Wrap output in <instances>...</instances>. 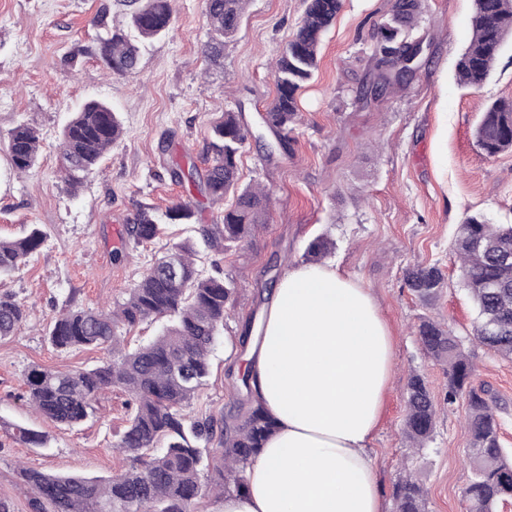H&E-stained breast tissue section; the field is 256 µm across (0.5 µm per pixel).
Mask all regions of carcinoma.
<instances>
[{
    "label": "carcinoma",
    "mask_w": 512,
    "mask_h": 512,
    "mask_svg": "<svg viewBox=\"0 0 512 512\" xmlns=\"http://www.w3.org/2000/svg\"><path fill=\"white\" fill-rule=\"evenodd\" d=\"M128 11L126 24L114 26L98 38L96 53L112 75L126 76L139 66L147 44L165 36L171 26L170 0H118ZM248 0H204L205 15L214 36L202 53L209 66L224 68V40L234 37ZM296 31L273 66L276 95L261 116L262 127L278 142L299 120L297 95L317 69L322 37L336 19L342 0H303ZM422 14V0H394L389 18L377 29L373 50L374 85L363 94L373 98L410 79L411 59L420 46L405 41V30ZM472 37L459 55V85L479 90L490 78L494 64L512 41V0H474ZM123 134L112 108L99 101L86 102L62 131L59 144L64 182L75 192L92 173L113 142ZM251 135L240 112L228 111L212 126V158L203 177L207 194L221 201L228 194L234 203L224 209V223L202 233V244L186 239L173 243L146 268L128 297L108 309H66L49 327V341L67 351L125 341V333L154 319L169 324L152 341L124 352L116 362L87 370L58 371L33 367L25 375L29 400L46 419L73 426L95 411L99 395L110 387L126 390L133 411L117 447L128 459L121 473L109 479L52 475L21 466L20 484L31 490L32 512H195L209 493L201 480L202 446L213 442L221 456L213 470L219 494L245 486L247 468L276 429V423L252 393L239 401L233 429L211 415L189 417L184 408L209 376V357L224 325L234 282L204 275L198 268L201 250L231 251L251 243L267 222L271 198L258 184H239L238 161ZM482 153L496 157L512 149V99H497L483 111L475 129ZM40 139L25 125L9 134L7 151L13 168L33 172ZM194 212L176 204L166 219L190 224ZM137 242H151L160 234L158 218L139 208L133 218ZM44 234L34 229L22 240H0V276H8L34 255ZM333 242L317 237L306 260L320 262ZM454 250L461 262L460 276L478 312L475 339L503 356L512 355V224H490L473 214L458 225ZM176 275L169 274L170 268ZM408 287L421 300L435 298L443 275L435 266L407 270ZM25 318L22 305L8 295L0 297V338L15 334ZM418 336L427 355L448 366L446 401L467 404L465 448L472 470L465 490L468 512H497L512 500V457L502 448L496 401L472 384V367L463 341L439 323L424 319ZM436 405L425 378L410 377L407 386L404 434L417 448L431 438ZM395 512H426V494L410 477L395 485Z\"/></svg>",
    "instance_id": "cac0c4a2"
}]
</instances>
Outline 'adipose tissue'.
Segmentation results:
<instances>
[{
    "label": "adipose tissue",
    "mask_w": 512,
    "mask_h": 512,
    "mask_svg": "<svg viewBox=\"0 0 512 512\" xmlns=\"http://www.w3.org/2000/svg\"><path fill=\"white\" fill-rule=\"evenodd\" d=\"M393 342L357 283L323 265L275 284L244 353L276 431L243 491L214 512H385L368 441L392 375Z\"/></svg>",
    "instance_id": "ef3b65f1"
}]
</instances>
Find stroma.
Masks as SVG:
<instances>
[{
    "instance_id": "stroma-1",
    "label": "stroma",
    "mask_w": 512,
    "mask_h": 512,
    "mask_svg": "<svg viewBox=\"0 0 512 512\" xmlns=\"http://www.w3.org/2000/svg\"><path fill=\"white\" fill-rule=\"evenodd\" d=\"M392 3L344 0L323 38L315 77L300 93L301 118L285 147L270 156L251 138L241 151V181L261 183L271 194L269 222L240 250L201 254L204 274L222 273L237 293L190 413L236 414L242 330L256 327L272 284L287 269L305 266L311 242L328 235L336 248L326 265L372 294L393 336L394 373L370 442L385 508L392 512L396 483L412 475L427 492L429 512H466V402L446 403L448 376L425 355L416 328L427 318L462 339L475 383L496 398L501 445L512 453V358L474 341L476 312L453 252L469 215L512 224V152L486 158L474 139L486 106L512 98V47L482 89L462 88L455 63L472 37L473 0H425L411 33L429 45L420 69L407 86L361 108L357 95L370 71L374 33ZM104 7L108 24L124 23L126 9L115 0H0V239L23 237L33 227L46 235L33 258L0 279V295L15 297L27 311L15 335L0 339V498H9L14 512H31L16 476L19 463L105 478L125 467L115 443L131 413L126 391L105 390L95 415L68 427L35 413L25 375L35 366L85 370L112 362L108 347L57 351L47 336L52 317L70 306L96 309L123 300L167 244L222 223L223 203L193 183L212 156L211 127L240 104L256 127L275 96L272 60L303 12L302 0H249L219 70L208 68L201 53L211 35L203 0H174L170 32L146 47L134 74L117 77L96 57L102 29L92 20ZM90 99L111 104L124 133L72 193L59 142L73 112ZM21 124L41 140L28 175L12 169L6 151L9 132ZM177 166L188 174L179 183L169 175ZM178 203L193 209L192 223L164 225L154 242L137 243L131 220L138 208L161 216ZM416 265L437 266L445 275L431 304L406 284L407 269ZM415 373L438 405L434 435L421 449L403 434ZM17 425L45 433L46 446L21 441Z\"/></svg>"
}]
</instances>
